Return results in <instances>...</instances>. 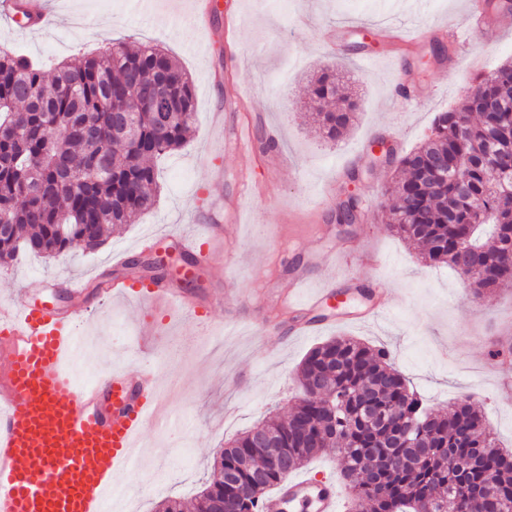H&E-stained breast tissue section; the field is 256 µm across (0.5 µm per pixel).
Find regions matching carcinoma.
<instances>
[{"instance_id": "carcinoma-1", "label": "carcinoma", "mask_w": 512, "mask_h": 512, "mask_svg": "<svg viewBox=\"0 0 512 512\" xmlns=\"http://www.w3.org/2000/svg\"><path fill=\"white\" fill-rule=\"evenodd\" d=\"M315 119L336 139L349 112L323 111L339 96L336 74L312 89ZM474 124L454 109L400 160L402 175L389 230L424 247L423 259L476 285L475 295L512 285V172L495 177L494 158L512 157V61L478 79L467 97ZM197 122L192 82L156 44L136 51L104 46L61 61L51 79L19 50L0 48V267L21 254L57 258L102 247L112 227L152 209L159 192L152 160L181 149ZM469 242L461 260L458 242ZM302 387L315 382L336 403L299 398L288 417H271L220 451L194 498H169L162 512H214L224 498L222 470H234L243 495L237 512H260L263 495L311 459L334 451L353 510L415 512L427 494L458 512H483L487 487L512 503V451L496 444L481 412L460 402L433 412L408 389L384 348L340 336L311 349ZM426 449L404 455L402 435ZM288 460V471L275 465ZM381 475L377 487L358 473Z\"/></svg>"}]
</instances>
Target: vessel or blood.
I'll return each instance as SVG.
<instances>
[{
    "label": "vessel or blood",
    "instance_id": "vessel-or-blood-1",
    "mask_svg": "<svg viewBox=\"0 0 512 512\" xmlns=\"http://www.w3.org/2000/svg\"><path fill=\"white\" fill-rule=\"evenodd\" d=\"M177 242L192 255L194 274L211 270L213 255L197 239L181 235ZM306 284V274L297 273L272 298L278 313L295 315L297 336L312 331L302 312L330 293ZM68 288L77 302L66 311L24 298L0 304V512H101L113 476L129 468L136 441L159 416L157 369H115L85 386L72 381L66 362L88 307L83 284ZM142 296L170 316L198 313L184 295L154 282ZM291 503L301 512H339L335 486L305 475L269 492L262 512H284Z\"/></svg>",
    "mask_w": 512,
    "mask_h": 512
}]
</instances>
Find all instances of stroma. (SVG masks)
Returning <instances> with one entry per match:
<instances>
[{
    "mask_svg": "<svg viewBox=\"0 0 512 512\" xmlns=\"http://www.w3.org/2000/svg\"><path fill=\"white\" fill-rule=\"evenodd\" d=\"M58 18L31 32L0 16V45H15L51 66L120 41L128 47L157 41L176 57L192 82L196 130L175 155L158 163L161 186L153 211L115 230L96 251L75 249L56 258L23 255L0 268V303L19 297L70 307L58 281L92 283L144 276L149 255L136 250L147 236L194 232L219 205L230 233L208 242L228 255L194 291L210 308L205 320L167 318L135 299H90L82 327L89 336L78 369L86 383L106 370L141 361L139 340L154 344L148 361L167 367L164 414L171 428L149 427L138 465L115 476L129 512H157L170 497L191 498L211 473L214 457L237 434L268 413L287 415L302 394L299 366L318 344L349 336L386 348L393 366L429 407L444 411L469 401L480 408L499 444L512 449V402L495 403L498 382L512 377V290L474 296L472 285L448 267H434L392 234L381 219L385 185L395 165L376 161L372 139L391 141L404 156L429 135L436 115L462 108L476 78L512 61V6L498 10L497 32L474 29L466 0H218L197 19L193 0H34ZM453 19L452 35L408 50L380 42L376 23L426 26ZM351 28L328 55V27ZM375 63H366V56ZM327 66L347 82L356 103L346 135L328 140L307 122L309 88ZM413 81L420 100L396 99L399 82ZM241 87L248 109L228 92ZM282 162L270 168L272 153ZM258 189L240 194V175ZM361 212L352 224L336 221L349 196ZM139 267L113 263L118 252ZM303 271L310 287L333 285L342 302L318 307L320 327L302 339L268 310L221 308L226 291L252 295L286 285ZM384 280L394 304L374 323H344V312L365 309L361 288Z\"/></svg>",
    "mask_w": 512,
    "mask_h": 512,
    "instance_id": "stroma-1",
    "label": "stroma"
}]
</instances>
